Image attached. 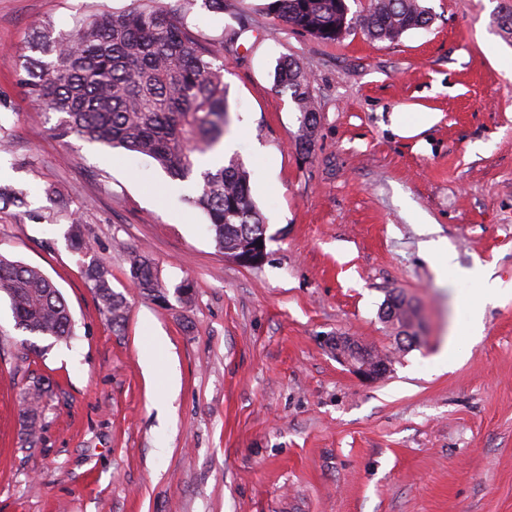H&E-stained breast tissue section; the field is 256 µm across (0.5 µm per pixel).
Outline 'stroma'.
<instances>
[{"mask_svg":"<svg viewBox=\"0 0 512 512\" xmlns=\"http://www.w3.org/2000/svg\"><path fill=\"white\" fill-rule=\"evenodd\" d=\"M266 0L196 5L195 32L240 30L224 52L225 144L247 168L267 222L268 258L217 251L206 219L148 158L58 138L19 83L43 24L56 31L131 0H0V114L15 151L0 181L53 185L80 209L94 258L129 302L113 330L63 224L0 212V256L41 269L75 320L70 343L39 352L0 296V512H512V294L466 334L464 270L512 282V0H422L428 27L394 42L357 28L338 42L278 23ZM291 56L309 74L315 147L298 151L299 112L276 92ZM437 120L412 137L394 119ZM455 256L440 279L423 243ZM147 251L167 307L129 278ZM393 294L419 312L420 342L396 352L380 312ZM162 337L158 369L140 353ZM393 353L364 382L329 341ZM454 341L455 358L444 355ZM49 381L28 439L24 392Z\"/></svg>","mask_w":512,"mask_h":512,"instance_id":"1","label":"stroma"}]
</instances>
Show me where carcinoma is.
Listing matches in <instances>:
<instances>
[{"label":"carcinoma","mask_w":512,"mask_h":512,"mask_svg":"<svg viewBox=\"0 0 512 512\" xmlns=\"http://www.w3.org/2000/svg\"><path fill=\"white\" fill-rule=\"evenodd\" d=\"M268 15L322 41H336L357 26L374 40L393 42L403 29L422 28L431 21L421 0H371L365 14L348 19L346 0H267ZM238 39L202 38L190 28L177 6L166 0H133L123 11L104 10L78 20L65 36L45 29L31 51L21 83L28 98L46 114L59 115L54 130L64 139L153 159L175 182L191 183L195 191L183 200L200 210L207 230L222 253L243 252L266 231V219L255 205L249 175L233 154L203 170L197 158L213 152L229 124L224 87V47ZM276 89L288 94L299 111V150L314 146L319 113L308 74L289 56L279 61ZM29 191L0 186V211L15 208L37 224L69 225L68 247L81 256L94 244L79 209L60 213L31 207ZM83 276L112 328L127 319L125 297L112 289V274L92 259ZM130 278L142 295L164 305L169 291L153 259L132 255ZM11 304L15 326L55 343L75 336L74 320L59 289L40 269L0 256V293ZM48 385L36 381L27 395L25 416L29 438L38 433L41 404Z\"/></svg>","instance_id":"obj_1"}]
</instances>
